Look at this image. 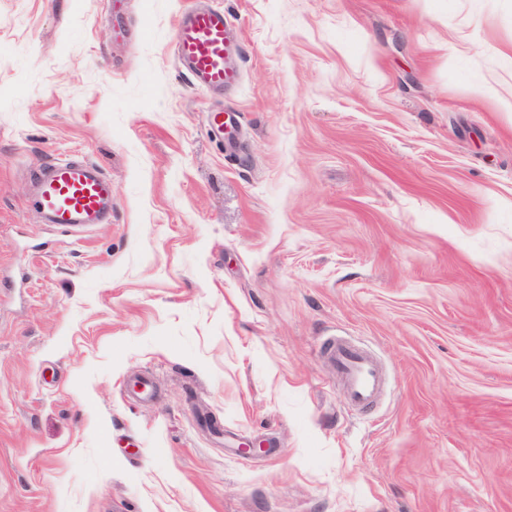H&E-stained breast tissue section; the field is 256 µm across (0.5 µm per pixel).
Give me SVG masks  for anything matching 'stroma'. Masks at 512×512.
<instances>
[{"label": "stroma", "instance_id": "1", "mask_svg": "<svg viewBox=\"0 0 512 512\" xmlns=\"http://www.w3.org/2000/svg\"><path fill=\"white\" fill-rule=\"evenodd\" d=\"M193 3L0 0V512H512V0H210L221 96ZM65 158L111 223L39 221ZM173 44L177 63L193 85L221 92L233 81V43L224 11L198 6L183 11ZM321 350L343 380L351 403L359 408L370 405L382 381L372 357L350 341L336 339L324 341Z\"/></svg>", "mask_w": 512, "mask_h": 512}]
</instances>
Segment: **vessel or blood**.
Returning <instances> with one entry per match:
<instances>
[{"instance_id":"b4317fda","label":"vessel or blood","mask_w":512,"mask_h":512,"mask_svg":"<svg viewBox=\"0 0 512 512\" xmlns=\"http://www.w3.org/2000/svg\"><path fill=\"white\" fill-rule=\"evenodd\" d=\"M173 44L177 63L192 84L220 92L233 81V43L223 11L198 6L183 11ZM32 205L46 224H103L112 213V180L94 162L52 160L33 180ZM321 350L351 403L370 405L382 381L372 357L348 341L329 339Z\"/></svg>"}]
</instances>
